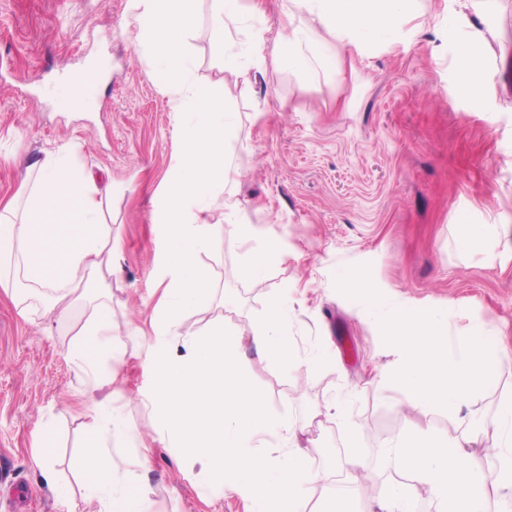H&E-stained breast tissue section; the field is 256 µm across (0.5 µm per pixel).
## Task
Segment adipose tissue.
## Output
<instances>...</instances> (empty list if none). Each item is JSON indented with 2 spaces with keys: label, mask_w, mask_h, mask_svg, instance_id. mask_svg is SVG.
Wrapping results in <instances>:
<instances>
[{
  "label": "adipose tissue",
  "mask_w": 512,
  "mask_h": 512,
  "mask_svg": "<svg viewBox=\"0 0 512 512\" xmlns=\"http://www.w3.org/2000/svg\"><path fill=\"white\" fill-rule=\"evenodd\" d=\"M420 0H283L289 19L278 42L276 62L302 74L364 55L371 39H399L405 23L420 15ZM483 0H452L458 57L457 89L480 101L491 76L486 49L500 43L499 28L481 23ZM81 147L69 144L46 152L25 169L22 184L0 199V290L17 297L40 296L50 313L73 307L77 286L97 278L91 323L83 331L79 366L86 377L89 422L78 465L99 512H148L145 490L117 488L120 478L109 439L127 432L122 417L103 407L95 393L112 357V279L120 273L119 243L104 218V196L80 163ZM252 340L258 353L281 366L295 364L288 315L280 298H271Z\"/></svg>",
  "instance_id": "1"
}]
</instances>
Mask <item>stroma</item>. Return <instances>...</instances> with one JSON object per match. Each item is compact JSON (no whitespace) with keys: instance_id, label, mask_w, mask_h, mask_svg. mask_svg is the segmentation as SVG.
<instances>
[{"instance_id":"obj_1","label":"stroma","mask_w":512,"mask_h":512,"mask_svg":"<svg viewBox=\"0 0 512 512\" xmlns=\"http://www.w3.org/2000/svg\"><path fill=\"white\" fill-rule=\"evenodd\" d=\"M279 4L268 0L264 70L231 89L243 124L234 152L245 175L212 199L207 214L214 238L198 261L213 297L188 310L182 325L237 333L244 375L268 412L304 425L299 443L320 474L307 491L317 512L336 496L332 480L344 474L346 457L360 460L381 497L404 474L394 441L413 430L461 433L440 411L402 410V393L379 379L397 361L382 317L411 306L439 313L449 343L481 329L512 344V87L504 78L512 65V0L485 5L504 49L488 54L493 75L477 105L456 88L445 0H425L400 41L370 43L353 68L307 78L273 61L285 25ZM130 14V0H0V198L18 190L22 168L43 150L80 144L85 167L112 188V237L122 246L110 300L116 380L97 393L129 429L113 437L112 449L130 457L137 438L146 440L148 467L134 482L145 487L152 512H246L235 493L202 484L198 466L160 439L138 398L153 375L126 331L148 326L154 314L161 248L154 210L178 150V117L149 55L130 38ZM195 18L188 39L194 76L222 81L210 0H196ZM71 77L83 81L84 100L67 108L60 92ZM263 101L268 113L254 117ZM228 205L247 211L257 237L228 243ZM463 222L473 230L466 244L458 235ZM270 242L285 260L247 276L250 254ZM359 277L382 305L348 291ZM275 296L286 304L301 361L292 370L252 342ZM91 315L79 303L56 318L36 300L22 313L0 292V512L97 510L77 465L88 418L74 343ZM510 397L507 370L466 410L477 433L467 452L486 476L500 438L497 407ZM342 399L345 420L332 410ZM47 425L56 432L52 484L32 461L34 438Z\"/></svg>"}]
</instances>
